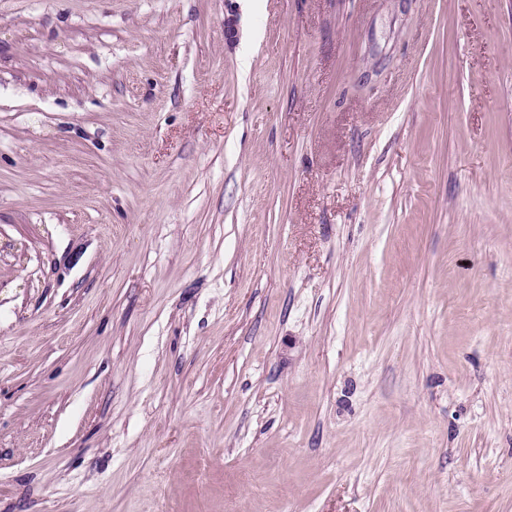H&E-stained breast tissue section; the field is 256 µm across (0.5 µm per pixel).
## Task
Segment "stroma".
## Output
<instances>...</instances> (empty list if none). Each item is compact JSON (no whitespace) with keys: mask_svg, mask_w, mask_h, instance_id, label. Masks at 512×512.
Here are the masks:
<instances>
[{"mask_svg":"<svg viewBox=\"0 0 512 512\" xmlns=\"http://www.w3.org/2000/svg\"><path fill=\"white\" fill-rule=\"evenodd\" d=\"M0 512H512V0H0Z\"/></svg>","mask_w":512,"mask_h":512,"instance_id":"1","label":"stroma"}]
</instances>
